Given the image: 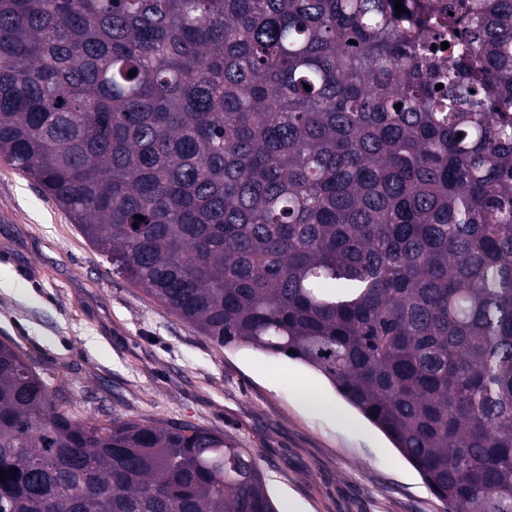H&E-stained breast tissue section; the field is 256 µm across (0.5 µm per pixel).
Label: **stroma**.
Returning a JSON list of instances; mask_svg holds the SVG:
<instances>
[{"label": "stroma", "instance_id": "35a3bbf8", "mask_svg": "<svg viewBox=\"0 0 512 512\" xmlns=\"http://www.w3.org/2000/svg\"><path fill=\"white\" fill-rule=\"evenodd\" d=\"M0 340L89 413L185 420L260 459L278 512H444L418 472L317 373L221 349L113 278L65 211L0 163ZM334 399L328 414L291 375Z\"/></svg>", "mask_w": 512, "mask_h": 512}]
</instances>
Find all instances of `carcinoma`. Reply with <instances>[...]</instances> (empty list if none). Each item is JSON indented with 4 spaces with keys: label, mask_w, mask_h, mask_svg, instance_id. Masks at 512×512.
I'll use <instances>...</instances> for the list:
<instances>
[{
    "label": "carcinoma",
    "mask_w": 512,
    "mask_h": 512,
    "mask_svg": "<svg viewBox=\"0 0 512 512\" xmlns=\"http://www.w3.org/2000/svg\"><path fill=\"white\" fill-rule=\"evenodd\" d=\"M403 8L0 0V161L217 346L323 376L444 512H512V0ZM0 469V512H277L239 442L86 416L3 341Z\"/></svg>",
    "instance_id": "obj_1"
}]
</instances>
